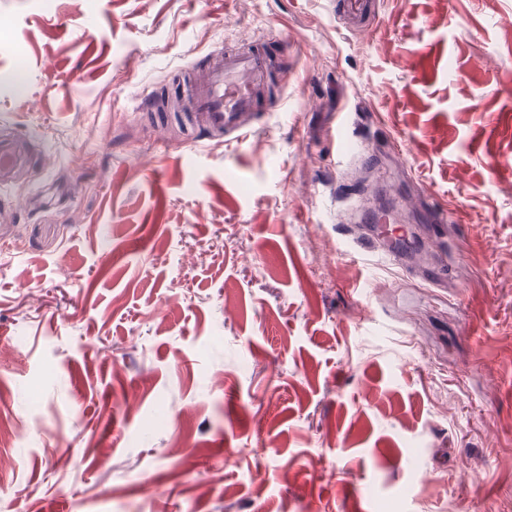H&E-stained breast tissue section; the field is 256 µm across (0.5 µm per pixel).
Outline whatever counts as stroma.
<instances>
[{"label":"stroma","instance_id":"1","mask_svg":"<svg viewBox=\"0 0 512 512\" xmlns=\"http://www.w3.org/2000/svg\"><path fill=\"white\" fill-rule=\"evenodd\" d=\"M370 26L0 0V512H512V0ZM278 36L243 141L142 109Z\"/></svg>","mask_w":512,"mask_h":512}]
</instances>
